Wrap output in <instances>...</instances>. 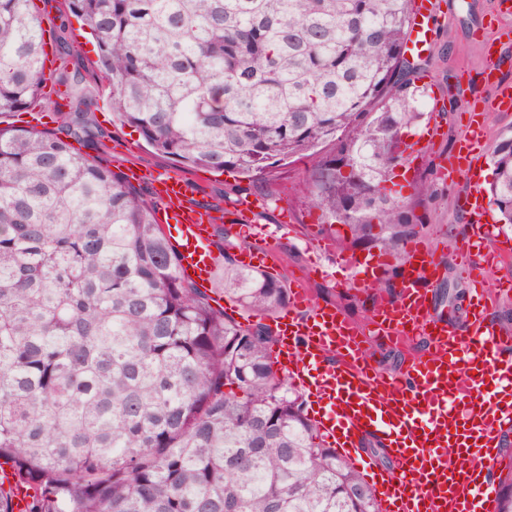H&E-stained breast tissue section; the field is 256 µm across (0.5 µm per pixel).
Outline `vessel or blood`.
I'll return each mask as SVG.
<instances>
[{
    "label": "vessel or blood",
    "mask_w": 512,
    "mask_h": 512,
    "mask_svg": "<svg viewBox=\"0 0 512 512\" xmlns=\"http://www.w3.org/2000/svg\"><path fill=\"white\" fill-rule=\"evenodd\" d=\"M496 11L498 27L484 42L486 63L495 72L512 62L496 45L512 35V0H497ZM439 12V0H414L407 52L431 54ZM493 84V97L464 128L463 153L439 173L445 180L471 181L462 208L472 232L461 242L474 284L468 317L456 324L435 317L428 289L438 264L430 249L412 242L398 296L377 306L369 329L354 326L334 306L314 305L300 285L292 291L288 312L273 323L279 372L308 394L324 438L366 471L383 512H497L491 472L500 457V437L512 430V334L489 323L488 308L497 296L485 281L488 269L512 256V249L488 230L482 185L473 179L486 113L512 112V83L497 78ZM126 175L137 184L151 183L156 220L180 254L181 275L211 289L217 265L212 207L190 203V188L179 175L138 167ZM239 260L269 273L277 270L269 246L244 249ZM369 333L390 337L396 345L423 335L429 345L422 355L405 360L400 371L386 374L369 361L364 347ZM478 384L491 385V393L474 395ZM371 443L397 461V470L378 468L366 450Z\"/></svg>",
    "instance_id": "vessel-or-blood-1"
}]
</instances>
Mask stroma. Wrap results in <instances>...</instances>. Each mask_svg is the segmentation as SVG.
<instances>
[{
  "instance_id": "35a3bbf8",
  "label": "stroma",
  "mask_w": 512,
  "mask_h": 512,
  "mask_svg": "<svg viewBox=\"0 0 512 512\" xmlns=\"http://www.w3.org/2000/svg\"><path fill=\"white\" fill-rule=\"evenodd\" d=\"M495 0H441L440 17L433 33V51L424 64L425 80L430 94L444 100L446 114L442 135L423 146L407 173L409 181L418 177L432 178L435 193L431 198L417 199L409 186L401 190L402 200L411 208L419 222L426 224L425 245L433 249L440 260L439 287L433 288V305L441 319L460 320L462 314L453 307L452 295L443 294L440 286L447 283L470 295L472 287L466 265L458 246L468 231L467 217L461 201L467 190L465 178L447 183L437 176L445 156L458 145L462 127L466 124L468 99L461 96L462 87H469L471 97L491 96L492 88L484 84L481 71L485 60L474 31L486 27ZM108 137L105 151L113 170L120 171L137 165L155 171L170 170L182 174L191 186L189 200L193 203H221L225 193L245 189L248 197L264 200L258 220L266 230L264 242L272 246L281 270L290 280H303L314 304H331L355 324L361 325L372 316L380 299L374 290H356L350 285L352 270L346 269L340 248L324 255H315L313 242L319 239L320 212L308 199L307 160L288 159L275 164L263 174L246 178L237 173H219L206 168H184L171 157L146 144L139 133L128 126L103 121ZM291 214L290 223L279 221L282 211ZM320 272H313V265Z\"/></svg>"
}]
</instances>
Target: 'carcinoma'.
<instances>
[{
  "label": "carcinoma",
  "instance_id": "carcinoma-1",
  "mask_svg": "<svg viewBox=\"0 0 512 512\" xmlns=\"http://www.w3.org/2000/svg\"><path fill=\"white\" fill-rule=\"evenodd\" d=\"M412 0H0V115L40 105L55 127L0 128V467L28 512H383L275 369L268 321L288 273L225 241L207 293L178 270L157 203L103 162L97 90L71 68L90 30L112 116L184 167L247 175L311 158L322 229L393 256L424 225L386 187L423 117L404 57ZM55 45L46 97L45 34ZM97 151L82 153L73 143ZM320 144L333 152L314 153ZM490 202L512 226V137ZM239 307L244 321L216 305ZM499 510L512 512V453Z\"/></svg>",
  "mask_w": 512,
  "mask_h": 512
}]
</instances>
